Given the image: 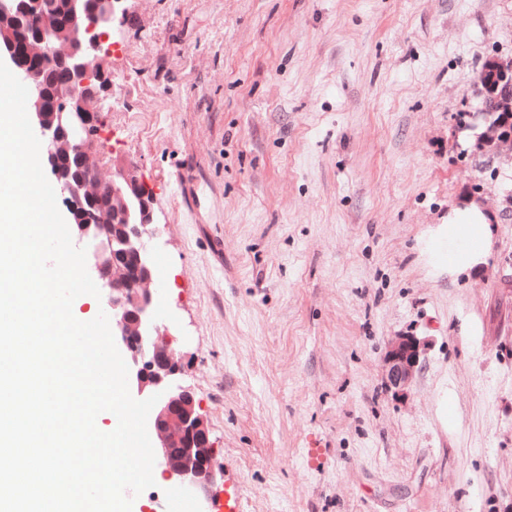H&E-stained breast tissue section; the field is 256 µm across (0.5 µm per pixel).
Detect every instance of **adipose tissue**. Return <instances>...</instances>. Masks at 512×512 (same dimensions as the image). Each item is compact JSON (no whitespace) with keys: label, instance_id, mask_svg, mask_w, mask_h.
<instances>
[{"label":"adipose tissue","instance_id":"1","mask_svg":"<svg viewBox=\"0 0 512 512\" xmlns=\"http://www.w3.org/2000/svg\"><path fill=\"white\" fill-rule=\"evenodd\" d=\"M498 241L492 213L477 196L451 203L441 224L431 228L420 254L431 271L450 279L480 271Z\"/></svg>","mask_w":512,"mask_h":512}]
</instances>
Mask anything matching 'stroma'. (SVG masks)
I'll use <instances>...</instances> for the list:
<instances>
[{
	"instance_id": "1",
	"label": "stroma",
	"mask_w": 512,
	"mask_h": 512,
	"mask_svg": "<svg viewBox=\"0 0 512 512\" xmlns=\"http://www.w3.org/2000/svg\"><path fill=\"white\" fill-rule=\"evenodd\" d=\"M126 8L95 140L152 197L162 325L220 467L205 507L512 512V159L464 133L512 0ZM465 195L499 235L458 286L416 245ZM399 333L424 344L404 394ZM171 488L132 512L204 507ZM421 343L413 336H394L384 356L390 386L402 391L412 387L420 372Z\"/></svg>"
}]
</instances>
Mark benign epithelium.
<instances>
[{"label": "benign epithelium", "instance_id": "obj_1", "mask_svg": "<svg viewBox=\"0 0 512 512\" xmlns=\"http://www.w3.org/2000/svg\"><path fill=\"white\" fill-rule=\"evenodd\" d=\"M127 0H0V58L29 89L27 110L46 145V161L62 194L73 202L70 221L91 243L93 269L107 293L112 334L124 352L138 394H158L153 429L165 478L196 496L211 497L216 480L206 422L192 389L179 383L184 354L153 318L156 236L152 198L133 167L101 162L89 131L108 89L106 36ZM63 76L49 92L40 71L47 61ZM484 126L475 149L512 158V59H487L477 81ZM421 343L395 336L384 356L390 386L412 387Z\"/></svg>", "mask_w": 512, "mask_h": 512}]
</instances>
